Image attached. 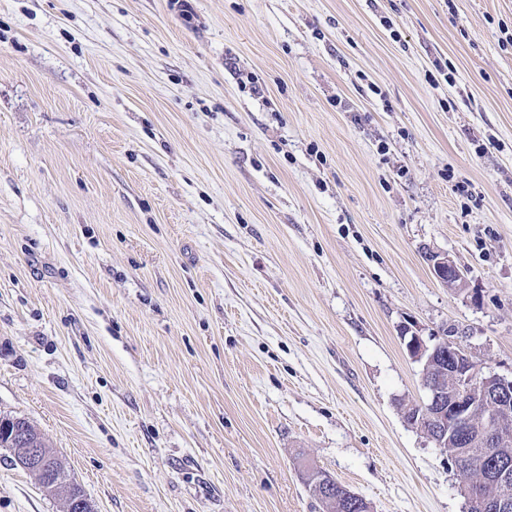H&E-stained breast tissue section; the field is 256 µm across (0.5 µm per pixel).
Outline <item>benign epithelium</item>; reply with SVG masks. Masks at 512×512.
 Instances as JSON below:
<instances>
[{"instance_id":"obj_1","label":"benign epithelium","mask_w":512,"mask_h":512,"mask_svg":"<svg viewBox=\"0 0 512 512\" xmlns=\"http://www.w3.org/2000/svg\"><path fill=\"white\" fill-rule=\"evenodd\" d=\"M429 263L434 277L448 288H457L463 283V277L453 260L446 255L433 254ZM406 349L412 360L427 367L438 356L448 359V371L454 379V386L446 390L432 383L423 384L426 398L415 408L428 416L430 426H418V430L443 449L448 446V434H453L458 443L470 445L472 433L469 420L476 403L471 396L476 392L487 397L488 403L483 407V421L478 438L484 441L495 440L506 433L502 413L512 408V379L508 380L495 373L480 371L467 350L459 343L434 336L424 337L417 333L408 337ZM17 465L39 476L52 470L51 461L56 456L42 447V439L34 438L23 449H9ZM313 484L325 489L319 495L323 512H330L328 507L331 497L326 489L335 481L329 473L317 468L309 469ZM467 512H512V499L504 495L493 503L487 502L479 490L468 488Z\"/></svg>"}]
</instances>
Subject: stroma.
Returning a JSON list of instances; mask_svg holds the SVG:
<instances>
[{
  "instance_id": "1",
  "label": "stroma",
  "mask_w": 512,
  "mask_h": 512,
  "mask_svg": "<svg viewBox=\"0 0 512 512\" xmlns=\"http://www.w3.org/2000/svg\"><path fill=\"white\" fill-rule=\"evenodd\" d=\"M189 2L0 0V416L95 512H466L401 331L512 374V0ZM429 263L434 277L448 288H458L463 283V277L453 260L447 255L433 254Z\"/></svg>"
}]
</instances>
